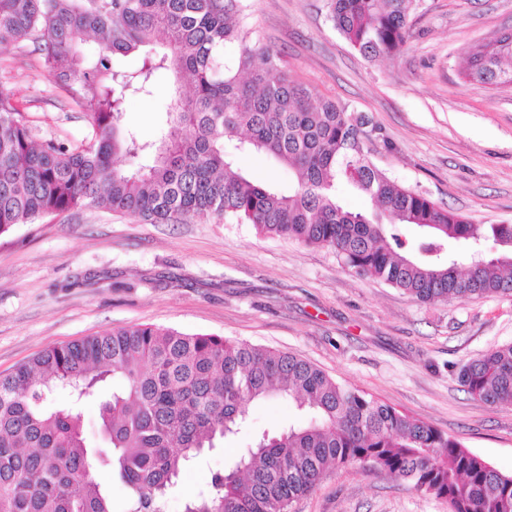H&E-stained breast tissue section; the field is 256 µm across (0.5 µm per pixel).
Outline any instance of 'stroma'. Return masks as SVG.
I'll use <instances>...</instances> for the list:
<instances>
[{"label": "stroma", "instance_id": "35a3bbf8", "mask_svg": "<svg viewBox=\"0 0 512 512\" xmlns=\"http://www.w3.org/2000/svg\"><path fill=\"white\" fill-rule=\"evenodd\" d=\"M256 38L313 93L367 122L364 151L401 187L476 224H512V86L466 84V52L512 27V0H414L402 51L370 61L327 19V0H246ZM0 70L36 138L92 136L32 43ZM170 95L128 94L125 123L144 141ZM244 340L294 354L341 385L414 416L512 472V406L469 395L460 367L512 342V296L420 303L356 274L334 251L211 220L145 224L102 209L50 214L0 235V373L44 349L130 325ZM226 440L181 477L169 512L207 491L248 446ZM292 512H447L411 482L380 472L324 477Z\"/></svg>", "mask_w": 512, "mask_h": 512}]
</instances>
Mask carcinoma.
Listing matches in <instances>:
<instances>
[{"label": "carcinoma", "mask_w": 512, "mask_h": 512, "mask_svg": "<svg viewBox=\"0 0 512 512\" xmlns=\"http://www.w3.org/2000/svg\"><path fill=\"white\" fill-rule=\"evenodd\" d=\"M412 0H327L333 27L364 58L394 56ZM243 0H0V55L22 41L40 52L92 138L72 149L37 141L0 85V234L78 208L151 224L230 215L258 233L327 247L346 267L436 305L512 296V224H473L389 179L363 154L365 122L315 96L255 41ZM161 40L117 80L108 56ZM239 43L238 56L225 48ZM173 74L165 126L141 141L123 123L127 92L151 94ZM476 88L512 85V31L469 55ZM262 153L297 173L286 189L234 167ZM128 168L115 165L117 158ZM348 186L374 208L352 211ZM459 382L490 406L512 405V343L465 363ZM288 400L296 417L224 470L183 512H289L333 470L384 471L445 502L448 512H512V473L394 407L338 384L300 357L222 336L134 325L56 345L0 374V512H113L98 479L130 491L125 512H166L183 471L217 442L249 433L250 405ZM94 402L99 433L84 431Z\"/></svg>", "instance_id": "obj_1"}]
</instances>
